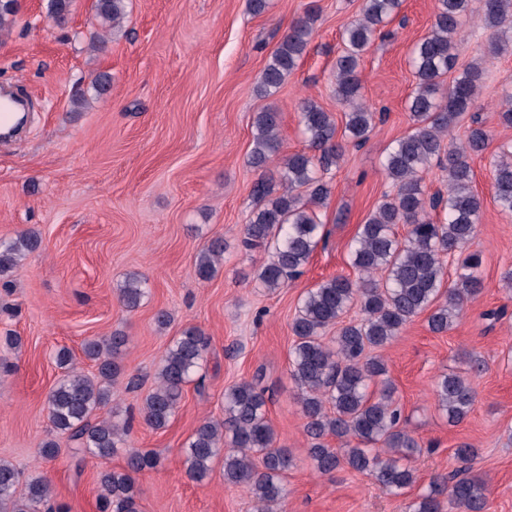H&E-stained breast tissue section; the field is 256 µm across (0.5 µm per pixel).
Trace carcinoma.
Listing matches in <instances>:
<instances>
[{"label": "carcinoma", "mask_w": 512, "mask_h": 512, "mask_svg": "<svg viewBox=\"0 0 512 512\" xmlns=\"http://www.w3.org/2000/svg\"><path fill=\"white\" fill-rule=\"evenodd\" d=\"M400 5L401 0H364L361 17L342 33L345 48L336 58L334 95L346 109L342 138L357 145L365 143L374 128V113L361 102L360 62L377 31ZM469 5L470 0H438L431 32L413 49L417 83L408 102L411 127L385 157V174L394 192L384 196L353 239L350 262L357 278L336 276L307 291L292 323L291 378L300 390L298 402L314 468L330 474L344 464L368 472L393 495L416 483L411 462L421 448L400 426L402 412L392 384L385 383L376 394L369 391L371 382L386 374V367L381 358L367 355V350L390 343L430 307V330L447 331L459 319L463 303L484 288L479 274L482 259L470 253L458 260L453 287L442 291L446 258L463 252L479 223L482 203L472 188L471 161L488 147V135L479 127L469 129L460 143L447 135L464 113L475 108L490 59L512 51V0H485L481 23L491 31L487 55L469 64L443 90L440 79L455 66L457 37ZM92 11L102 28L115 30L127 14V0H93ZM18 13V0H0V34L12 29ZM310 34L308 19L293 23L261 71L257 91L269 95L282 86L306 52ZM301 123L310 146L320 155L299 152L283 158L278 194L273 181L262 177L255 182L252 196L259 208L244 229L243 246L269 254L258 273L269 290L282 288L304 273L321 240L316 208L330 194L323 174L343 157L330 113L313 101H304ZM254 125L248 163L263 171L280 149V113L267 107L257 113ZM434 165L448 182V197L428 203L422 180ZM492 168L496 202L501 211L511 214L512 152L496 155ZM429 207L447 210V220L431 219ZM398 224L408 226L402 240L394 232ZM40 246L41 238L31 231L1 242L0 276ZM223 257V240L203 245L195 260L198 279H210ZM146 294L145 281L136 275L126 278L119 288L120 301L129 311L137 309ZM354 304L359 305L361 319L324 341V330ZM209 343V337L194 327L172 341L156 369V387L139 410L145 424L154 429L168 425L184 387L203 369ZM127 344L128 337L118 332L87 341L83 353L97 365L92 377L74 366L67 350L57 356L65 374L47 398L52 430L69 435L94 457L107 458L125 447L133 426L134 417H121L113 405L114 385L121 373L117 359ZM482 371L483 363L473 359L468 374L440 376L436 396L448 422L458 423L470 413L475 402L470 376ZM329 436L344 448L330 447ZM353 439L358 445H351ZM274 441L263 392L257 389L256 380H243L225 389L224 418L204 419L189 437L183 467L191 480L201 483L220 458L224 482L246 488L254 512H278L287 496L284 474L292 468L293 457L274 447ZM477 455L467 445L456 449L454 456L462 467L432 475L414 512H442L444 498L456 512H484L486 485L471 467ZM158 465L154 454L127 451L122 470L99 474L97 512H138L135 475ZM20 480L16 468L0 459V512H66L55 503L44 476L27 478L22 494L17 493Z\"/></svg>", "instance_id": "obj_1"}]
</instances>
